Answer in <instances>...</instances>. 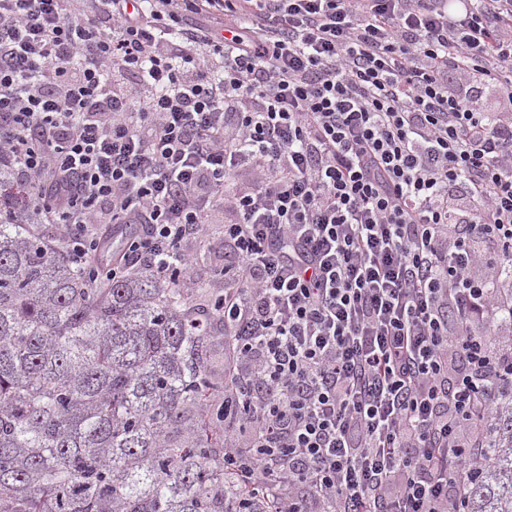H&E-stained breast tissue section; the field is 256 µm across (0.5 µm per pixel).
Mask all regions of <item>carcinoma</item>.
<instances>
[{"instance_id": "carcinoma-1", "label": "carcinoma", "mask_w": 512, "mask_h": 512, "mask_svg": "<svg viewBox=\"0 0 512 512\" xmlns=\"http://www.w3.org/2000/svg\"><path fill=\"white\" fill-rule=\"evenodd\" d=\"M0 207V512H278L224 468L209 320L148 272L94 278ZM464 512H512V392Z\"/></svg>"}]
</instances>
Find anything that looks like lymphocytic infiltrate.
<instances>
[{
  "label": "lymphocytic infiltrate",
  "instance_id": "lymphocytic-infiltrate-1",
  "mask_svg": "<svg viewBox=\"0 0 512 512\" xmlns=\"http://www.w3.org/2000/svg\"><path fill=\"white\" fill-rule=\"evenodd\" d=\"M0 171L112 276L188 287L225 213L224 456L280 512H461L512 388V0H0Z\"/></svg>",
  "mask_w": 512,
  "mask_h": 512
}]
</instances>
